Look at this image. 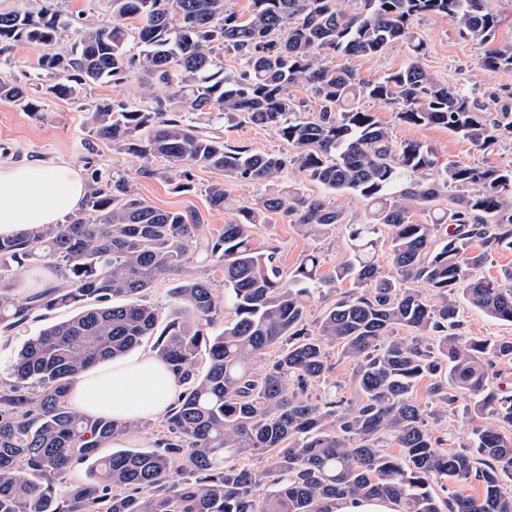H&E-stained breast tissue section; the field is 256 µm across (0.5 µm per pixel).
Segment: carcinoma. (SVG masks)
Listing matches in <instances>:
<instances>
[{
	"label": "carcinoma",
	"instance_id": "carcinoma-1",
	"mask_svg": "<svg viewBox=\"0 0 512 512\" xmlns=\"http://www.w3.org/2000/svg\"><path fill=\"white\" fill-rule=\"evenodd\" d=\"M111 2L113 21L77 30L67 52L58 45L71 18L49 6L35 16L0 12V45L42 48L38 66L57 79L48 91L58 97L121 84L134 70L149 87L170 90L174 108L101 99L87 120L145 176L156 175L155 159L181 169L179 192L191 190L195 168L255 186L292 168L373 210L369 223L349 224L324 200L288 189L236 208L207 236L197 214L157 208L132 182L94 170L65 223L0 238V335L72 310L27 339L10 380L0 381V512H328L324 505L344 495L389 496L401 512H512L503 490L512 482V436L489 423L512 427V393L489 379L493 362L512 361V341L467 336L460 320L463 300L512 324V266L483 273L490 252L512 249V163L445 161L419 140L393 139L362 107L365 98L393 104L399 122L446 128L481 151L512 142L508 108L493 115L427 70L410 31L417 17L447 18L485 47L484 68L510 71L512 43L496 42L501 18L491 0H364L354 12L339 0H251L245 15L224 0ZM400 39L411 50L401 69L366 80L351 67ZM131 40L141 46L136 56ZM226 51L239 68L217 63ZM299 86L318 99L312 118L293 95ZM0 99L41 110L23 85L0 80ZM185 112L273 127L290 150L230 145ZM207 196L216 209L230 205L224 182ZM267 214L307 237L344 226L350 259L326 269L314 249L282 270L276 249L253 243ZM36 265L57 281L18 296L19 273ZM170 275L179 279L162 326L145 296ZM340 288L309 324L311 290ZM151 338L180 386L164 432L152 451L102 455L103 444L142 422L87 418L70 404V389ZM334 359L352 367L347 389L332 377ZM424 379L431 403L470 398L472 445L451 450L429 425L440 415L417 399ZM393 445L398 452L388 451ZM89 460L86 479L66 481ZM449 480H474L482 492L465 494Z\"/></svg>",
	"mask_w": 512,
	"mask_h": 512
}]
</instances>
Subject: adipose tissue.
Listing matches in <instances>:
<instances>
[{
  "label": "adipose tissue",
  "instance_id": "1",
  "mask_svg": "<svg viewBox=\"0 0 512 512\" xmlns=\"http://www.w3.org/2000/svg\"><path fill=\"white\" fill-rule=\"evenodd\" d=\"M87 185L80 168L65 162L0 164V236L55 224L78 208ZM178 384L169 367L151 354L123 359L81 375L70 399L90 417L146 420L167 411Z\"/></svg>",
  "mask_w": 512,
  "mask_h": 512
}]
</instances>
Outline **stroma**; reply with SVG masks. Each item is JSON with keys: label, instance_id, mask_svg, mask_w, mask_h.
<instances>
[{"label": "stroma", "instance_id": "1", "mask_svg": "<svg viewBox=\"0 0 512 512\" xmlns=\"http://www.w3.org/2000/svg\"><path fill=\"white\" fill-rule=\"evenodd\" d=\"M411 30L424 47L423 63L449 85L487 102L490 111H498L491 94L506 95L512 92V72L493 71L482 67L483 46L461 39L453 24L445 18L425 17L414 20ZM40 48L18 44L13 49L0 52V79L26 84L42 92V109L26 112L7 100H0V161L24 162L31 160L56 163L67 161L84 167L93 161L102 172L124 174L134 181L140 195L151 204L174 211L198 213L203 224V234L219 231L230 223L236 214V206L252 203L263 194H270L288 187L300 189L304 195L321 198L341 210L347 223L363 224L369 219L368 201L355 195L335 194L324 186L307 181L299 172L286 171L278 181L257 187L229 183L232 197L230 207L211 208L206 189L221 180L219 172L197 168L193 171V188L185 193L174 190L163 160L154 166L159 174L155 177L139 175L138 165L131 156L115 149L111 144L95 139L86 124L100 99H118L132 106L153 105L155 99H167L163 88L147 91L138 73H131L124 84H92L87 86L80 99L57 97L46 94L52 80L38 67ZM409 58V48L404 41H396L375 57L353 59L352 65L361 77L370 79L398 69ZM377 111L389 126L395 139H416L434 147L442 158L464 160L478 165L496 166L512 161V145L503 144L481 152L467 141L442 127H413L399 123L395 108L378 106ZM230 142L247 145L259 150L284 152L288 149L276 129L257 127L247 121L226 129ZM254 243L260 248L275 247L282 266L292 267L307 251H320L326 268L343 263L348 254L345 248L344 226L336 227L324 235L312 238L303 236L282 216L266 215L261 224L255 225Z\"/></svg>", "mask_w": 512, "mask_h": 512}]
</instances>
